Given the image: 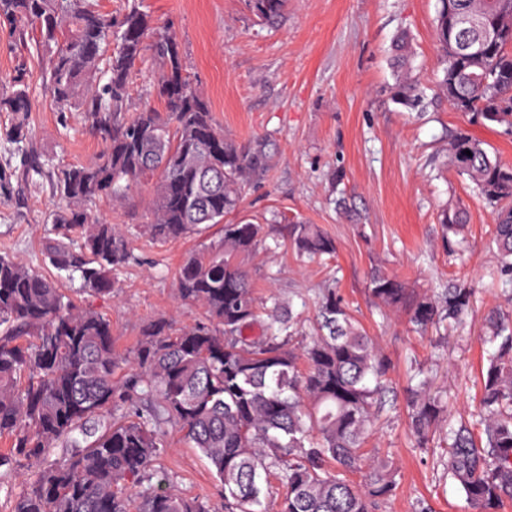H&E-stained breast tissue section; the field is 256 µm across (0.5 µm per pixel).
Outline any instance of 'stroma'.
I'll list each match as a JSON object with an SVG mask.
<instances>
[{"mask_svg": "<svg viewBox=\"0 0 512 512\" xmlns=\"http://www.w3.org/2000/svg\"><path fill=\"white\" fill-rule=\"evenodd\" d=\"M158 22L177 33L187 72L211 103L229 137L247 140L273 134L279 152L268 176L246 195L248 217L279 214L320 225L336 241L331 259L299 258L283 243L278 225L244 265L258 297L277 295L291 303L304 334L314 332L316 300L335 283L369 336L391 360L389 388L368 454L388 457L400 484L383 512H416L425 499L434 512H469L457 486L417 447L408 429L407 363L417 360L448 409L469 416L478 409L483 362L484 317L508 309L489 285L499 256L490 243L493 209L473 184L448 163L450 132L467 130L503 163L512 164V137L499 125L469 124L436 88L438 50L434 18L437 0H288L276 27L258 24L244 0H143ZM410 36L414 72L425 91L423 107L410 110L391 100L395 83L391 43ZM34 86L29 132L32 149L64 163L97 161L102 144L85 113L60 115L40 89L34 39L16 42L0 26V93L9 92L18 65ZM345 174L363 221L353 224L327 201L333 171ZM153 194L145 183L128 199L92 203L132 240L135 259L116 271L115 288L87 296L85 307L112 324L115 347L134 351L144 326L166 320L194 324L202 310L181 303L175 275L186 254L218 239L217 228L156 243L140 233ZM452 201L466 211L463 257L449 255L439 215ZM59 205L49 187H35L19 157L0 149V254L50 273L43 250L49 213ZM379 267L418 293L434 294L449 280L464 279L476 290L472 313L460 326L424 336L411 331L402 311L379 309L368 294V275ZM159 466L172 490L220 503L221 487L207 460L177 429H169Z\"/></svg>", "mask_w": 512, "mask_h": 512, "instance_id": "1", "label": "stroma"}]
</instances>
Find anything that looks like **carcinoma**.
<instances>
[{
  "instance_id": "cac0c4a2",
  "label": "carcinoma",
  "mask_w": 512,
  "mask_h": 512,
  "mask_svg": "<svg viewBox=\"0 0 512 512\" xmlns=\"http://www.w3.org/2000/svg\"><path fill=\"white\" fill-rule=\"evenodd\" d=\"M434 20L439 92L470 123H496L512 137V15L503 0H437ZM266 25L284 15L287 0H245ZM500 26L494 40L469 49L448 46L454 17ZM0 22L25 39L41 63L42 85L60 113L83 109L104 145L91 165H62L31 156L27 114L33 100L25 69L0 95L14 115L5 140L31 156L27 174L48 180L62 206L51 212L45 256L58 272L78 278V292L112 293V273L132 259L126 234L94 214L97 199H122L156 180L151 220L159 243L220 226L218 242L180 265L178 299L205 317L175 329L164 320L143 329L138 348L114 347L112 324L83 307L41 272L0 254V493L12 512H218L210 502L152 484L168 427L208 460L223 490L224 512H265L270 478L282 486L277 512H380L398 487L397 469L365 456L387 389L390 361L353 315L339 291L318 297L316 336L298 341L299 321L271 295L258 301L239 259L259 245L264 226L238 216L246 194L271 169L277 143L224 136L208 100L193 86L176 35L130 0L121 17L94 0H0ZM157 71L147 88L163 109L127 112L129 77L137 64ZM409 37L394 44L393 100L423 102L413 73ZM470 154H465V151ZM449 162L496 211L491 230L500 263L496 278L512 292V165L466 131L449 142ZM440 223L459 234L464 210L447 205ZM283 236L300 258L333 256L335 241L317 224L295 221ZM368 293L389 310L404 309L413 330L462 323L475 289L462 281L435 296L416 294L381 269ZM490 346L475 421L448 423L441 463L473 512H500L512 500V312L485 318ZM123 372L116 378L117 372ZM410 428L421 448L447 418L442 397L409 363ZM34 469L21 490L9 481ZM140 487L136 497L127 483Z\"/></svg>"
}]
</instances>
